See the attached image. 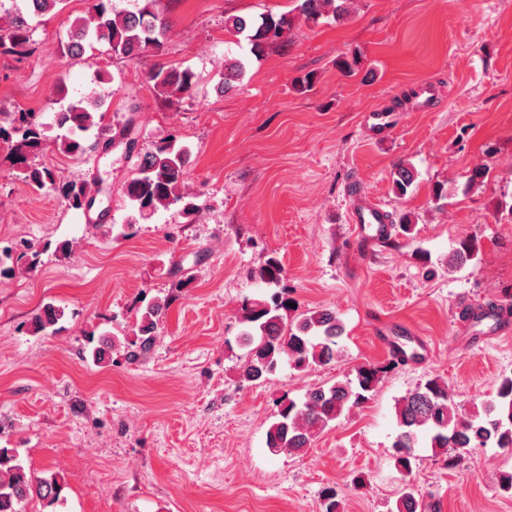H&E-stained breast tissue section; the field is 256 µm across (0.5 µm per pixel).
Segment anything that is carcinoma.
<instances>
[{
	"mask_svg": "<svg viewBox=\"0 0 512 512\" xmlns=\"http://www.w3.org/2000/svg\"><path fill=\"white\" fill-rule=\"evenodd\" d=\"M26 11L9 13L0 24V50L13 53L21 48L32 52V21L53 11L62 12L66 0H21ZM158 0H132L129 9L117 10L112 0H89L87 11L73 19L68 39L60 43V57L66 61L83 58L88 51L108 59L134 60L147 53L161 54L167 44L170 26L156 10ZM296 6L280 14H263L257 18L232 15L225 19L224 29L242 39L248 55L225 61L219 83L221 92L237 87L252 58L263 57L266 50L283 42L300 22L317 24L323 18L338 21L348 14L350 0H295ZM148 83L155 96L170 105L193 95L195 74L163 65L148 73ZM58 110L53 127L58 133L46 135L48 126L40 112H7L0 115V150L21 171L25 182L34 190L49 188L57 192L71 209H92L100 187L96 178L66 180L58 171L32 162L39 153L51 149L60 154L86 159L106 149L105 113L93 112L82 99H69L65 86L57 88ZM125 145V155L136 158V174L122 186L126 204L142 221L151 220L159 211L178 209L189 221L203 212L200 194L188 181L185 167L188 150L177 137L166 139L142 154L135 150L138 142L134 118H129L116 135ZM417 175L413 167L400 165L393 179L394 190L405 196ZM15 262L33 267L42 262L47 249H39L28 241L14 243ZM284 268L275 257H269L252 271L254 278L271 291L259 298H245L241 304L240 322L244 329L239 344L246 348L240 367L242 384H254L275 374L282 363L298 372L327 365L341 353L344 332L336 314L327 309L300 312L287 306L291 299L279 288ZM168 299L154 298L138 309L131 335L112 339L94 350L100 362L112 349L122 350L125 362L132 364L147 356L152 349L160 318ZM64 309L51 303L43 306L29 321L34 334L55 333V325ZM407 355L397 351L385 366L363 365L353 379L320 386L299 398L283 395L278 400L277 419L266 432V446L274 454L302 451L340 417L361 407L376 392L382 374L404 363ZM397 432L392 443L396 468L406 477L412 475L417 459L416 449L429 448L454 465L456 455L468 448H500L512 450V376L501 379L495 397L483 404L482 410L466 414L456 405L448 384L429 378L407 392L395 403ZM65 477L56 471L48 477H37L19 460L15 448L0 447V512H26L35 502V512H57L65 500ZM396 512H429V506L406 487L396 500Z\"/></svg>",
	"mask_w": 512,
	"mask_h": 512,
	"instance_id": "1",
	"label": "carcinoma"
}]
</instances>
